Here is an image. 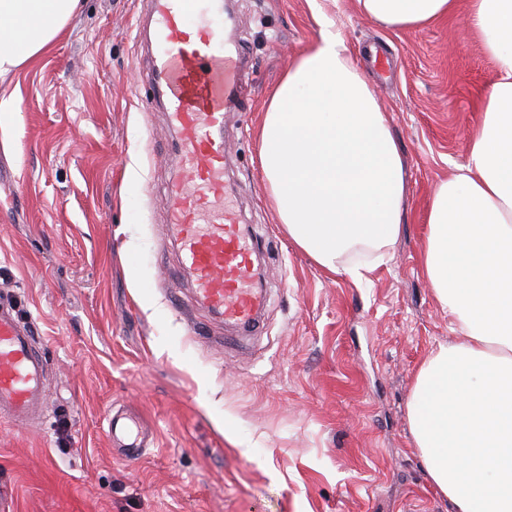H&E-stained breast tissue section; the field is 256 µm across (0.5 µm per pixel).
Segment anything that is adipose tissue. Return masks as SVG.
Masks as SVG:
<instances>
[{"instance_id": "ef3b65f1", "label": "adipose tissue", "mask_w": 512, "mask_h": 512, "mask_svg": "<svg viewBox=\"0 0 512 512\" xmlns=\"http://www.w3.org/2000/svg\"><path fill=\"white\" fill-rule=\"evenodd\" d=\"M79 0H0V77L35 62ZM389 29L426 26L456 0H358ZM470 27L499 75L484 94L469 161L428 211L422 266L453 342L419 367L414 446L448 512H512V0H470ZM260 161L278 221L324 270L366 282L403 222L405 166L386 112L328 30L298 54L261 118Z\"/></svg>"}]
</instances>
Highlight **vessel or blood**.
<instances>
[{
	"label": "vessel or blood",
	"instance_id": "1",
	"mask_svg": "<svg viewBox=\"0 0 512 512\" xmlns=\"http://www.w3.org/2000/svg\"><path fill=\"white\" fill-rule=\"evenodd\" d=\"M156 53L145 74L179 141L177 175L165 194L183 265L199 303L240 329L253 327L265 301L253 261L257 242L226 198L224 116L247 94V62L225 36L224 0H148ZM47 367L29 329L0 308V417L31 423L46 389ZM108 435L124 458L149 441L137 418H108Z\"/></svg>",
	"mask_w": 512,
	"mask_h": 512
}]
</instances>
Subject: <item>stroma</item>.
<instances>
[{
	"instance_id": "obj_1",
	"label": "stroma",
	"mask_w": 512,
	"mask_h": 512,
	"mask_svg": "<svg viewBox=\"0 0 512 512\" xmlns=\"http://www.w3.org/2000/svg\"><path fill=\"white\" fill-rule=\"evenodd\" d=\"M233 0L250 60L227 113L233 201L259 234L267 300L234 338L198 305L162 197L175 138L146 108V0H80L74 21L9 77L0 137V295L49 364L36 425L0 420V512H447L407 417L420 364L453 338L422 271L432 194L467 164L498 75L455 14L387 30L357 0ZM327 26L388 115L406 164L402 231L358 285L288 238L260 166L261 115L292 57ZM137 233V256L126 252ZM154 431L117 456L109 413Z\"/></svg>"
}]
</instances>
